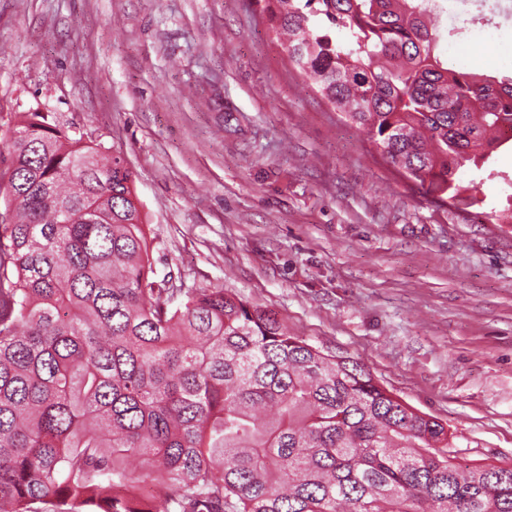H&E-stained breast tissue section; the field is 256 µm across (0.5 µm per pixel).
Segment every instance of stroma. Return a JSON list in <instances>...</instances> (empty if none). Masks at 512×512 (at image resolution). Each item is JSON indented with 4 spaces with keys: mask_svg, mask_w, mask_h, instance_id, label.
Instances as JSON below:
<instances>
[{
    "mask_svg": "<svg viewBox=\"0 0 512 512\" xmlns=\"http://www.w3.org/2000/svg\"><path fill=\"white\" fill-rule=\"evenodd\" d=\"M449 66L512 74V0ZM259 0H0V133L49 112L120 145L158 273L274 309L447 423L462 465L512 460V224L382 159L292 67Z\"/></svg>",
    "mask_w": 512,
    "mask_h": 512,
    "instance_id": "stroma-1",
    "label": "stroma"
}]
</instances>
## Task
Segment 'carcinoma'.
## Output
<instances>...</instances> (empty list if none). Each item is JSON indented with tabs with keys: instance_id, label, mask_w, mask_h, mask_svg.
<instances>
[{
	"instance_id": "carcinoma-1",
	"label": "carcinoma",
	"mask_w": 512,
	"mask_h": 512,
	"mask_svg": "<svg viewBox=\"0 0 512 512\" xmlns=\"http://www.w3.org/2000/svg\"><path fill=\"white\" fill-rule=\"evenodd\" d=\"M300 75L466 211L512 144V77L456 71L439 0H261ZM0 512H512V462L222 287L158 277L121 149L45 112L6 141Z\"/></svg>"
}]
</instances>
